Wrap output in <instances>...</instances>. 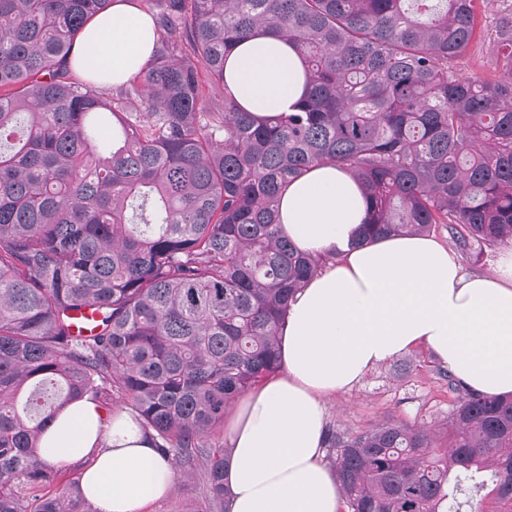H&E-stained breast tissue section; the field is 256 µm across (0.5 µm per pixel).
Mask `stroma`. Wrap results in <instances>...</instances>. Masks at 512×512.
<instances>
[{
  "label": "stroma",
  "instance_id": "stroma-1",
  "mask_svg": "<svg viewBox=\"0 0 512 512\" xmlns=\"http://www.w3.org/2000/svg\"><path fill=\"white\" fill-rule=\"evenodd\" d=\"M511 12L512 0H485L472 47L454 63L460 75L494 78L495 26L500 17ZM437 365L429 349L419 346L375 367L351 390L328 401L329 429L356 433L393 419L411 425L425 423L434 426L440 436H447L449 397L435 378Z\"/></svg>",
  "mask_w": 512,
  "mask_h": 512
}]
</instances>
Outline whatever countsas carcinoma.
Listing matches in <instances>:
<instances>
[{"instance_id":"1","label":"carcinoma","mask_w":512,"mask_h":512,"mask_svg":"<svg viewBox=\"0 0 512 512\" xmlns=\"http://www.w3.org/2000/svg\"><path fill=\"white\" fill-rule=\"evenodd\" d=\"M111 2L0 0V512H96L37 454L82 397L201 479L194 512H226L224 414L279 370L290 301L326 264L279 233L292 180L348 172L369 204L358 244L441 227L463 252L512 245V13L487 81L453 68L477 0H144L150 63L109 96L71 56ZM258 31L297 44L307 86L262 120L224 82ZM83 307L92 336L70 331ZM436 374L446 447L396 421L329 433L347 512H512V394Z\"/></svg>"}]
</instances>
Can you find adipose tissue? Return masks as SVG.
<instances>
[{"instance_id": "obj_1", "label": "adipose tissue", "mask_w": 512, "mask_h": 512, "mask_svg": "<svg viewBox=\"0 0 512 512\" xmlns=\"http://www.w3.org/2000/svg\"><path fill=\"white\" fill-rule=\"evenodd\" d=\"M156 39L151 16L114 0L79 35L72 66L97 85L144 70ZM224 81L256 117L286 112L306 77L296 45L258 32L224 64ZM279 229L303 253L335 255L299 290L281 327V374L248 392L224 424L231 455L228 512H343L325 464L326 402L372 368L426 345L439 362L488 396L512 393V246L493 275L464 269L434 237L395 232L351 246L368 216L359 185L322 165L293 180L279 205ZM49 466H78L97 512H144L173 489L175 470L132 412L105 414L81 399L65 405L37 450Z\"/></svg>"}]
</instances>
